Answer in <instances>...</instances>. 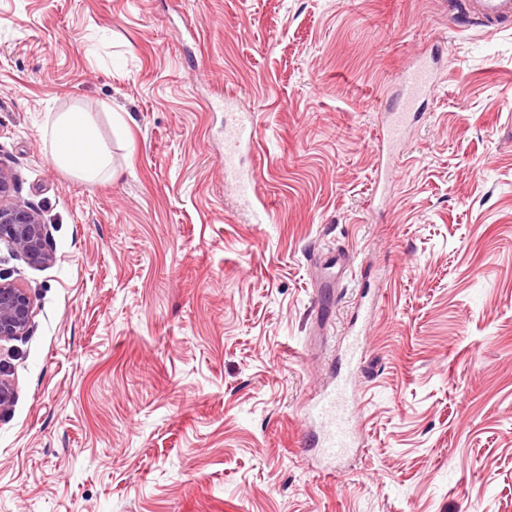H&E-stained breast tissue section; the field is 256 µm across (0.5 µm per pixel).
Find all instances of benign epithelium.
Wrapping results in <instances>:
<instances>
[{
  "instance_id": "1",
  "label": "benign epithelium",
  "mask_w": 512,
  "mask_h": 512,
  "mask_svg": "<svg viewBox=\"0 0 512 512\" xmlns=\"http://www.w3.org/2000/svg\"><path fill=\"white\" fill-rule=\"evenodd\" d=\"M14 175L0 165V243L35 265L55 260L49 246L48 225L32 206L12 198ZM34 303L27 289L0 278V341L25 335L34 317ZM15 385L0 368V412L11 408Z\"/></svg>"
}]
</instances>
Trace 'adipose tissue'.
Wrapping results in <instances>:
<instances>
[{"instance_id":"adipose-tissue-1","label":"adipose tissue","mask_w":512,"mask_h":512,"mask_svg":"<svg viewBox=\"0 0 512 512\" xmlns=\"http://www.w3.org/2000/svg\"><path fill=\"white\" fill-rule=\"evenodd\" d=\"M54 163L75 176L95 181L112 171V152L96 135L92 113L75 107L51 115L44 129Z\"/></svg>"}]
</instances>
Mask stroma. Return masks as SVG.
<instances>
[{
  "instance_id": "1",
  "label": "stroma",
  "mask_w": 512,
  "mask_h": 512,
  "mask_svg": "<svg viewBox=\"0 0 512 512\" xmlns=\"http://www.w3.org/2000/svg\"><path fill=\"white\" fill-rule=\"evenodd\" d=\"M431 96L399 159V77ZM273 220L224 179V125ZM79 106L111 180L58 168ZM0 163L49 228L27 335L0 342V512H512V21L458 0H0ZM361 268L314 288V254ZM357 447L310 404L356 317ZM401 81L403 93L388 125L390 145L385 156L387 167L398 160V156L393 155L392 152L405 139L409 126L415 121L416 112L413 110L417 101L430 91L436 80L434 71L429 65L426 62H420L413 68L404 71Z\"/></svg>"
}]
</instances>
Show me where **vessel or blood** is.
I'll list each match as a JSON object with an SVG mask.
<instances>
[{"instance_id": "1", "label": "vessel or blood", "mask_w": 512, "mask_h": 512, "mask_svg": "<svg viewBox=\"0 0 512 512\" xmlns=\"http://www.w3.org/2000/svg\"><path fill=\"white\" fill-rule=\"evenodd\" d=\"M469 13L490 25L512 19V0H467ZM402 96L388 125L390 146H398L406 137L416 114L415 105L435 84V74L427 63H419L401 75ZM255 116L241 112L224 128L227 144L224 153V171L236 182L244 201H251L256 192L257 175L254 170L242 169L240 152L254 142ZM344 360L347 374L334 381L312 406V417L318 427L315 444L323 455L336 459L347 454L356 441L354 422L358 412L353 405L352 385L361 360V340L353 338Z\"/></svg>"}]
</instances>
